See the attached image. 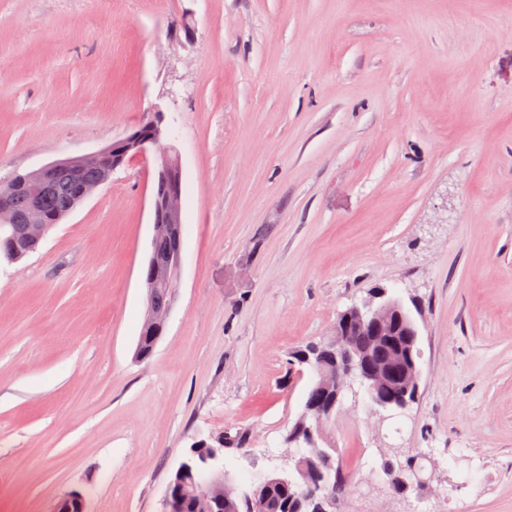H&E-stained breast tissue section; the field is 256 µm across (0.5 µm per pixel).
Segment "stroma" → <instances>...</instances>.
Listing matches in <instances>:
<instances>
[{"label":"stroma","mask_w":512,"mask_h":512,"mask_svg":"<svg viewBox=\"0 0 512 512\" xmlns=\"http://www.w3.org/2000/svg\"><path fill=\"white\" fill-rule=\"evenodd\" d=\"M161 110L183 263L146 314L152 157L0 263V512H162L191 445L239 491L288 474L312 372L289 354L379 290L418 328V397L352 381L336 512H512V0H0V183ZM417 459L394 491L386 464Z\"/></svg>","instance_id":"stroma-1"}]
</instances>
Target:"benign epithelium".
<instances>
[{
    "instance_id": "obj_1",
    "label": "benign epithelium",
    "mask_w": 512,
    "mask_h": 512,
    "mask_svg": "<svg viewBox=\"0 0 512 512\" xmlns=\"http://www.w3.org/2000/svg\"><path fill=\"white\" fill-rule=\"evenodd\" d=\"M166 137L162 112L154 111L145 117L141 126L99 151L55 160L31 172V177L40 187V191L31 196V206L38 212L41 208V193L51 188L55 172L60 166L66 165L74 171L76 199L81 203L106 183L113 171L135 157L145 156L152 150L156 152V187L151 199L153 238L168 236L173 240L175 249L164 256L150 253L148 276L145 279L150 293L158 288L175 291L183 261L182 167L174 147L164 144ZM87 163H95L103 168L99 180L87 182L81 179L80 170ZM170 310L169 306L148 307L143 329L155 344L166 331ZM365 322L369 323L374 340L378 343L390 341V327L402 326L398 310L382 302L375 307L367 306L363 309L355 305L340 316L333 334L327 340V348L336 350L338 354L336 371L332 376L338 399L352 378L359 379L368 394L372 395L393 376L392 364L376 363L365 354L347 350L346 337L358 331ZM406 357L407 366L399 376L400 393L389 406L391 410L406 408L409 400L415 398L419 390L420 370L411 358V351H406ZM192 448L199 449V452L195 456L188 455L173 474L165 492L162 512H179L180 503L186 497L201 506L200 512H212L213 506L224 502L227 487L224 484V469L219 467L224 457V436H216L210 443L205 440L196 441ZM52 512H86L85 494L73 491L64 495L56 501Z\"/></svg>"
}]
</instances>
